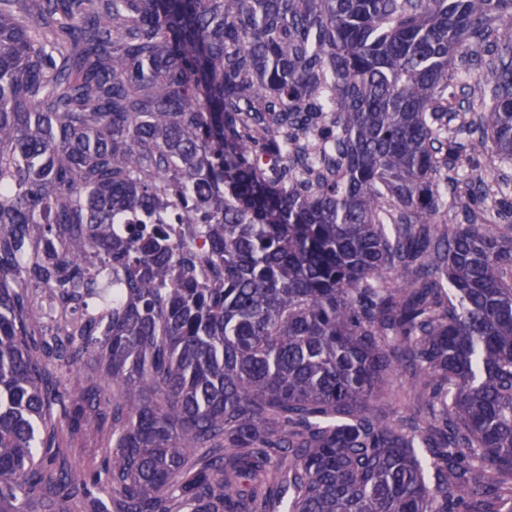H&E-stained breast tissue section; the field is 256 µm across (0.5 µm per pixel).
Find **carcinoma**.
<instances>
[{
	"instance_id": "cac0c4a2",
	"label": "carcinoma",
	"mask_w": 512,
	"mask_h": 512,
	"mask_svg": "<svg viewBox=\"0 0 512 512\" xmlns=\"http://www.w3.org/2000/svg\"><path fill=\"white\" fill-rule=\"evenodd\" d=\"M486 157L512 0H0V512L55 403L112 453L39 512H512ZM401 367L422 425L380 409ZM92 372L82 363L56 367L52 377L57 382L60 390L71 391L89 383Z\"/></svg>"
}]
</instances>
